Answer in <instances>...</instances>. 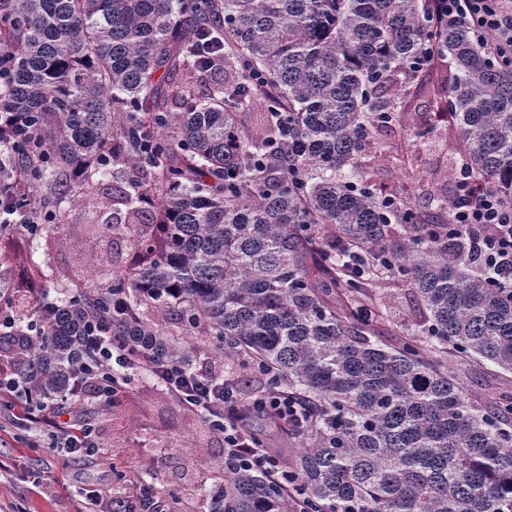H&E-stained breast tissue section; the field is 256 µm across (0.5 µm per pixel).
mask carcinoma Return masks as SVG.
Returning <instances> with one entry per match:
<instances>
[{"label":"carcinoma","mask_w":512,"mask_h":512,"mask_svg":"<svg viewBox=\"0 0 512 512\" xmlns=\"http://www.w3.org/2000/svg\"><path fill=\"white\" fill-rule=\"evenodd\" d=\"M428 13L429 0H0V53L13 55L0 113L33 123L25 140L0 138V181L17 185L0 223L27 200L51 224L115 166L136 171L88 243L99 280L35 318V334L3 333L0 378L60 396L87 319L130 328L112 316L119 297L169 360L186 359L177 334L141 308L254 361L307 407L279 449L290 488L226 467L217 512H512V394L475 403L448 368L451 355L512 373V260L469 259L442 220L448 198L433 212L389 205L361 174L373 133L405 113L388 92L434 38L469 168L512 204V67ZM161 69L186 79L153 81ZM209 69L224 83L199 96L192 72ZM253 106L259 125L244 130L238 110ZM102 237L129 240L125 268L101 259ZM384 277L426 311L395 344L376 337Z\"/></svg>","instance_id":"carcinoma-1"}]
</instances>
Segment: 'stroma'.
Wrapping results in <instances>:
<instances>
[{
	"mask_svg": "<svg viewBox=\"0 0 512 512\" xmlns=\"http://www.w3.org/2000/svg\"><path fill=\"white\" fill-rule=\"evenodd\" d=\"M415 103L416 113L379 132V140L395 150L366 158L365 178L371 187L427 210L438 197L453 193L443 162L454 147L451 136L440 130L426 141L416 139V125L433 110L430 86L419 90ZM106 215L79 202L65 204L56 222L15 260L0 259V282L11 283L20 263L32 268L40 283L39 290L12 303L11 314L18 317L23 309L62 298L70 278L95 279L85 242L98 235L97 224ZM374 293L383 342L416 332L421 320L416 297L386 281L378 282ZM17 325L26 322L18 317ZM181 343L189 362L210 375L248 372L246 358L222 362L198 337L182 336ZM449 366L472 397L487 400L512 391L510 374L494 376L485 365L455 357ZM68 417L91 429L90 452L55 447L52 426L36 434L12 424L9 409L0 410V512H91L97 496L133 504L145 484L155 492V512H213V492L224 484V438L210 429L204 412L187 408L148 373L132 374L109 405L87 390L71 402Z\"/></svg>",
	"mask_w": 512,
	"mask_h": 512,
	"instance_id": "35a3bbf8",
	"label": "stroma"
}]
</instances>
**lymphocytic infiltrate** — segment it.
<instances>
[{
	"mask_svg": "<svg viewBox=\"0 0 512 512\" xmlns=\"http://www.w3.org/2000/svg\"><path fill=\"white\" fill-rule=\"evenodd\" d=\"M429 13L438 25H465L482 40L490 57L512 66V0H430ZM455 181L458 190L450 221L464 229L469 255L485 265L512 258V205L469 175L459 174ZM82 340L88 358L70 385L69 397L80 396L89 385L99 397L112 398L126 383L129 371L145 370L186 406L208 413L224 437L225 461L245 471L277 474L278 463L265 443L243 425L236 380L206 376L191 365L159 357L155 337L142 329L132 336H115L103 320L93 318L86 321ZM1 397L8 407L20 408L27 427L38 429L53 422L58 444L75 452L89 450L88 430L63 421V405L45 402L38 391L16 382L0 384Z\"/></svg>",
	"mask_w": 512,
	"mask_h": 512,
	"instance_id": "f902f5d3",
	"label": "lymphocytic infiltrate"
}]
</instances>
